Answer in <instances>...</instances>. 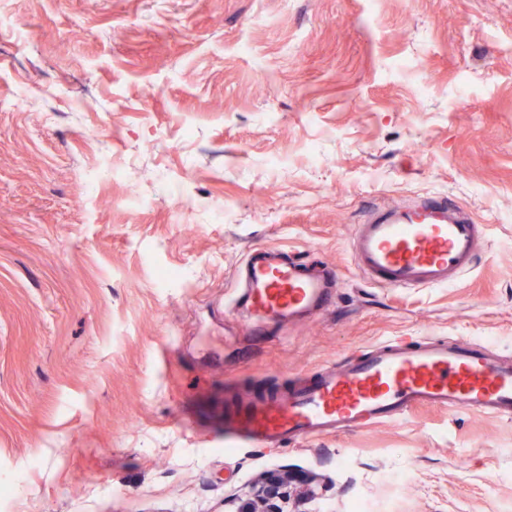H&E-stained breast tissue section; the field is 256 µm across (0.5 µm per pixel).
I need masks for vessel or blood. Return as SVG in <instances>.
I'll use <instances>...</instances> for the list:
<instances>
[{
	"instance_id": "b4317fda",
	"label": "vessel or blood",
	"mask_w": 512,
	"mask_h": 512,
	"mask_svg": "<svg viewBox=\"0 0 512 512\" xmlns=\"http://www.w3.org/2000/svg\"><path fill=\"white\" fill-rule=\"evenodd\" d=\"M481 235V225L436 197L373 206L355 225L351 246L372 283L443 288L473 267ZM335 279L333 270L263 249L244 267L238 303L250 328L260 329L328 308ZM421 407L511 418L512 358L465 339H389L285 391L238 395L224 414V445L279 449Z\"/></svg>"
}]
</instances>
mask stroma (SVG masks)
Wrapping results in <instances>:
<instances>
[{
	"label": "stroma",
	"mask_w": 512,
	"mask_h": 512,
	"mask_svg": "<svg viewBox=\"0 0 512 512\" xmlns=\"http://www.w3.org/2000/svg\"><path fill=\"white\" fill-rule=\"evenodd\" d=\"M424 195L476 266L367 281L354 224ZM262 247L334 305L252 334ZM401 336L512 357V0H0V512H224L287 472L317 512H512V418L225 447L231 393Z\"/></svg>",
	"instance_id": "35a3bbf8"
}]
</instances>
